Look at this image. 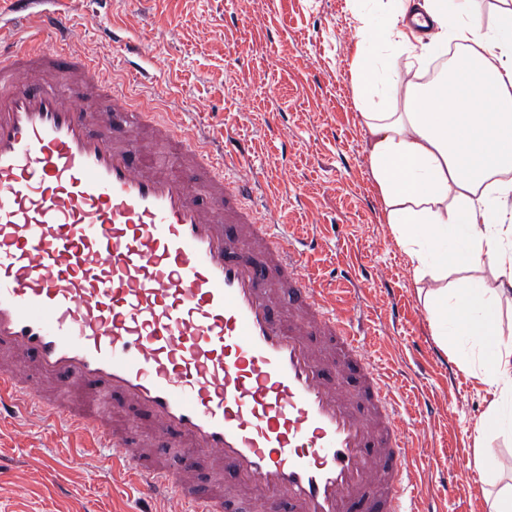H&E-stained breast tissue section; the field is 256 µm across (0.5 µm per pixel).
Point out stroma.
Listing matches in <instances>:
<instances>
[{"label": "stroma", "mask_w": 512, "mask_h": 512, "mask_svg": "<svg viewBox=\"0 0 512 512\" xmlns=\"http://www.w3.org/2000/svg\"><path fill=\"white\" fill-rule=\"evenodd\" d=\"M72 45L137 100L178 113L210 140L231 131L279 232L317 238L316 285L362 291L354 304L370 359L392 386L400 426L418 436L410 481L431 512H489L472 467L475 426L492 398L432 334L411 263L384 222L350 62L358 40L347 0H108L109 24L136 37L156 82L132 80L101 39L96 0H66ZM179 512L151 500L108 447L25 415L0 426V512Z\"/></svg>", "instance_id": "1"}]
</instances>
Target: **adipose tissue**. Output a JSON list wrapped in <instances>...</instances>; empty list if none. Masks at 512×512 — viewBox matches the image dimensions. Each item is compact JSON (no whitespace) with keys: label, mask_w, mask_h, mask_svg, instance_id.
I'll return each instance as SVG.
<instances>
[{"label":"adipose tissue","mask_w":512,"mask_h":512,"mask_svg":"<svg viewBox=\"0 0 512 512\" xmlns=\"http://www.w3.org/2000/svg\"><path fill=\"white\" fill-rule=\"evenodd\" d=\"M467 2L349 0L352 87L385 221L431 283L433 334L450 353L472 342L461 366L494 390L477 433L512 435V7L486 28ZM451 48L457 64L424 82L427 61Z\"/></svg>","instance_id":"adipose-tissue-1"}]
</instances>
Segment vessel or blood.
I'll use <instances>...</instances> for the list:
<instances>
[{"instance_id":"b4317fda","label":"vessel or blood","mask_w":512,"mask_h":512,"mask_svg":"<svg viewBox=\"0 0 512 512\" xmlns=\"http://www.w3.org/2000/svg\"><path fill=\"white\" fill-rule=\"evenodd\" d=\"M12 2L56 42L0 18V422L90 434L191 512H227L236 490L421 512L393 391L307 277L315 241L275 232L233 176L245 145L132 108L61 10Z\"/></svg>"}]
</instances>
